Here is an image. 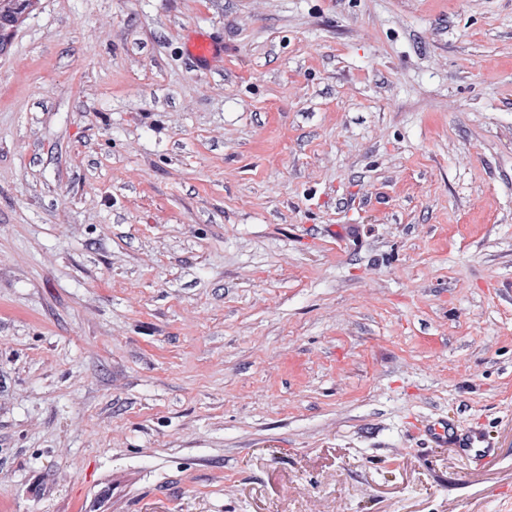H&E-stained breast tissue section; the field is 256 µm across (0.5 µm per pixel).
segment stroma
Segmentation results:
<instances>
[{
  "instance_id": "stroma-1",
  "label": "stroma",
  "mask_w": 512,
  "mask_h": 512,
  "mask_svg": "<svg viewBox=\"0 0 512 512\" xmlns=\"http://www.w3.org/2000/svg\"><path fill=\"white\" fill-rule=\"evenodd\" d=\"M97 507L512 512V0H40L0 58V512ZM184 49L187 55L205 64L214 62L223 52L221 43L207 32L192 35L185 42ZM424 433L434 445L456 448L457 452L473 459L485 460L495 454L498 443L480 421L463 429L450 419H438L424 426Z\"/></svg>"
}]
</instances>
